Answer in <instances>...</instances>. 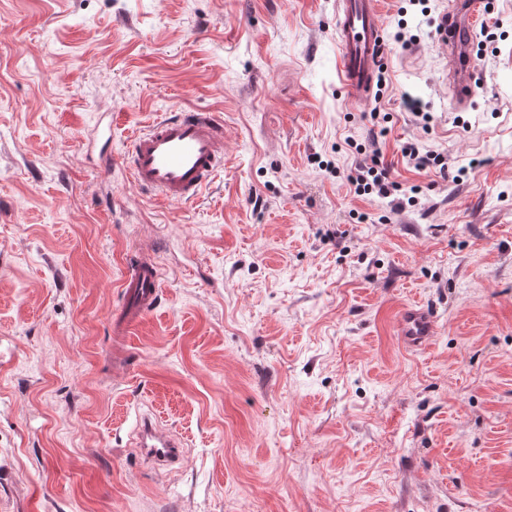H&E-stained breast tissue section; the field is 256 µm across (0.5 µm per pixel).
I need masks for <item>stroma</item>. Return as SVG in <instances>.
I'll use <instances>...</instances> for the list:
<instances>
[{
  "mask_svg": "<svg viewBox=\"0 0 512 512\" xmlns=\"http://www.w3.org/2000/svg\"><path fill=\"white\" fill-rule=\"evenodd\" d=\"M448 2L381 0L387 88L350 106L336 0H0V512H512V0L463 110ZM189 107L224 120L200 199L104 176L106 113L117 157ZM405 142L460 177L407 166ZM375 158L398 191L355 196ZM140 248L165 298L117 364ZM416 303L424 349L398 334ZM151 409L180 468L128 447ZM436 330L434 316L420 305L405 307L398 321V332L410 348L427 346Z\"/></svg>",
  "mask_w": 512,
  "mask_h": 512,
  "instance_id": "35a3bbf8",
  "label": "stroma"
}]
</instances>
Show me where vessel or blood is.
<instances>
[{"label": "vessel or blood", "instance_id": "b4317fda", "mask_svg": "<svg viewBox=\"0 0 512 512\" xmlns=\"http://www.w3.org/2000/svg\"><path fill=\"white\" fill-rule=\"evenodd\" d=\"M379 0H336L337 68L348 104L370 98L384 57ZM486 15L485 0H455L443 17L442 34L448 44V76L454 101L465 107L474 74L471 49ZM122 160L131 181L169 204L196 199L224 173V125L214 113L189 108L153 120L131 133ZM121 306L115 314V334L125 336L152 313L162 296V273L148 253L129 257L119 282ZM436 330L434 316L418 305L405 307L398 332L411 348L427 346ZM138 454L157 467L181 461V440L151 417L137 426Z\"/></svg>", "mask_w": 512, "mask_h": 512}]
</instances>
